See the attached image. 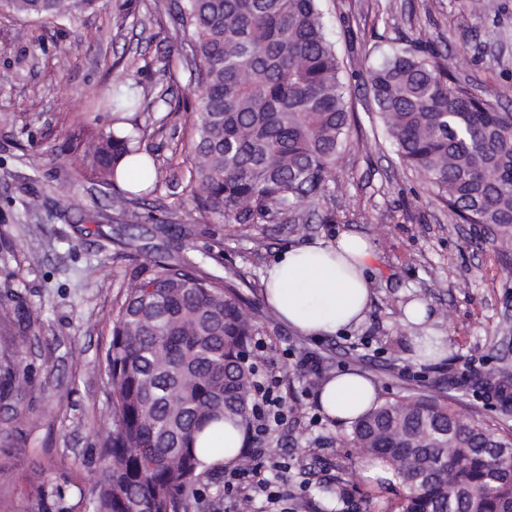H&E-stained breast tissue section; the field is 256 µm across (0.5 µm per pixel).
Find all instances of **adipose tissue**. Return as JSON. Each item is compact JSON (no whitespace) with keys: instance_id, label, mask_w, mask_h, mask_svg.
Segmentation results:
<instances>
[{"instance_id":"adipose-tissue-1","label":"adipose tissue","mask_w":512,"mask_h":512,"mask_svg":"<svg viewBox=\"0 0 512 512\" xmlns=\"http://www.w3.org/2000/svg\"><path fill=\"white\" fill-rule=\"evenodd\" d=\"M374 254L367 235L349 230L284 248L265 270V302L281 323L301 335L334 336L366 317ZM317 402L327 416L347 425L381 398L365 373L351 369L328 378Z\"/></svg>"}]
</instances>
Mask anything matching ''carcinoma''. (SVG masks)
Listing matches in <instances>:
<instances>
[{
	"instance_id": "cac0c4a2",
	"label": "carcinoma",
	"mask_w": 512,
	"mask_h": 512,
	"mask_svg": "<svg viewBox=\"0 0 512 512\" xmlns=\"http://www.w3.org/2000/svg\"><path fill=\"white\" fill-rule=\"evenodd\" d=\"M92 0H0V10L70 18ZM176 47L190 67L192 137L186 200L209 223L257 231L306 228L347 148L349 87L328 39L319 0H177ZM431 44L394 43L369 72L375 112L399 161L463 224L481 227L512 255V112L463 85ZM99 105L117 114L149 110L147 97L114 86ZM141 129L70 134L79 175L112 187V208L145 199L166 182L142 146ZM143 189L117 185L119 161ZM135 282L112 309L105 353L110 399L89 512H202L210 484L196 452L204 430L227 416L248 418L257 397L251 360L257 329L238 285L245 276L203 277L187 259L142 253ZM16 304L14 324L31 317L10 282L0 305ZM20 390L14 355H0V401ZM350 442L385 463L397 488L393 512H512V434L457 417L444 396L410 391L350 425Z\"/></svg>"
}]
</instances>
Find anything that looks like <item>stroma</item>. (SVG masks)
Returning <instances> with one entry per match:
<instances>
[{"instance_id":"35a3bbf8","label":"stroma","mask_w":512,"mask_h":512,"mask_svg":"<svg viewBox=\"0 0 512 512\" xmlns=\"http://www.w3.org/2000/svg\"><path fill=\"white\" fill-rule=\"evenodd\" d=\"M170 0H94L64 23L0 12V284L11 283L31 315L16 333L0 309V349L17 353L28 383L10 406L0 405V498L14 512H87L79 489L95 476L91 456L105 425L109 399L104 353L112 340L109 316L140 264L123 247L129 234L156 246L162 257L184 254L177 240L161 241L155 219L191 231L190 258L201 275H245L246 312L264 341L255 361L275 377L287 421L261 443L289 465L284 488L288 512H346L340 499L314 497L317 484L350 481L369 501L356 512H385L391 492L362 474L364 458L319 408L316 397L329 376L366 373L382 401L412 390L448 392L456 410L487 424L512 427V409L478 388L491 373L512 388V258L459 223L405 169L372 107L367 70L395 42L435 41L443 62L502 111L512 112V0H489L475 11L470 0H320L326 32L343 62L355 123L336 169L326 206L332 224L293 233L273 225L258 233L209 224L181 190L190 114L171 111L188 97V83L168 87L165 68L181 69L171 50ZM128 14L122 30L113 17ZM148 93L154 105L141 116L144 144L164 160L168 182L150 206L112 208V190L81 179L67 149L76 124L112 126L94 110L97 92L116 79ZM41 205L24 206L31 195ZM348 229L376 246L373 297L366 320L316 340L268 319L264 269L283 248ZM427 302L429 316L413 327L405 305ZM419 336L444 337L442 360L423 369L413 352ZM42 479H35V471Z\"/></svg>"}]
</instances>
